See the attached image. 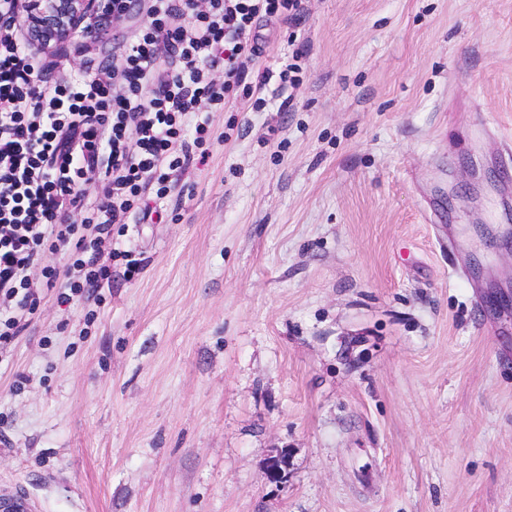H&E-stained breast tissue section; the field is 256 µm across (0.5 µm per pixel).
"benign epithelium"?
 Returning <instances> with one entry per match:
<instances>
[{
  "instance_id": "1",
  "label": "benign epithelium",
  "mask_w": 512,
  "mask_h": 512,
  "mask_svg": "<svg viewBox=\"0 0 512 512\" xmlns=\"http://www.w3.org/2000/svg\"><path fill=\"white\" fill-rule=\"evenodd\" d=\"M22 28L27 44L42 54L70 46L76 50L88 43L99 12V0H25ZM286 454L280 452L267 462V477L276 483L287 478Z\"/></svg>"
}]
</instances>
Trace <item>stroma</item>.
Wrapping results in <instances>:
<instances>
[{"mask_svg":"<svg viewBox=\"0 0 512 512\" xmlns=\"http://www.w3.org/2000/svg\"><path fill=\"white\" fill-rule=\"evenodd\" d=\"M142 13L53 75L98 74ZM290 106L209 160L95 300L0 363V490L42 512H512V0H311L263 21ZM288 454V481L266 463ZM300 73V68L297 64L288 62L284 64L282 70L279 72L277 86L273 92L276 96L281 97L287 94L282 105L288 104L292 99V95L288 94V88H298L303 82L302 76L299 75Z\"/></svg>","mask_w":512,"mask_h":512,"instance_id":"stroma-1","label":"stroma"}]
</instances>
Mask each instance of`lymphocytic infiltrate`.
Instances as JSON below:
<instances>
[{
    "label": "lymphocytic infiltrate",
    "mask_w": 512,
    "mask_h": 512,
    "mask_svg": "<svg viewBox=\"0 0 512 512\" xmlns=\"http://www.w3.org/2000/svg\"><path fill=\"white\" fill-rule=\"evenodd\" d=\"M145 2L105 78L44 81L17 32L19 0H0V349L31 325L40 290L57 289L63 303L96 297L111 259L139 274L113 226L148 222L153 199L205 165L211 113L262 53L258 23L301 20L308 0ZM73 210L81 223L69 222ZM59 250L63 266L43 265Z\"/></svg>",
    "instance_id": "obj_1"
}]
</instances>
